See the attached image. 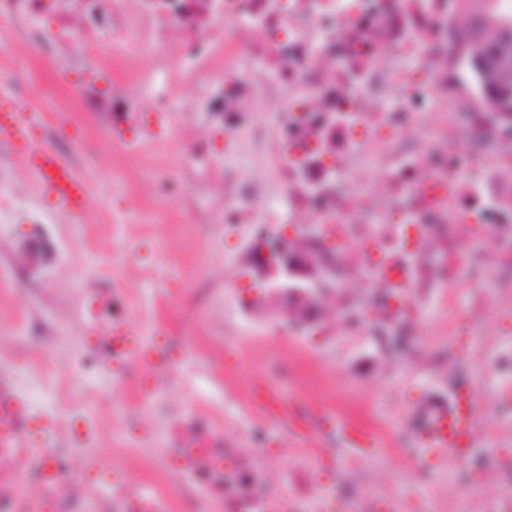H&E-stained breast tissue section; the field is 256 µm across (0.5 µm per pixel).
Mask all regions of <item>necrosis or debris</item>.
Wrapping results in <instances>:
<instances>
[{"label":"necrosis or debris","instance_id":"necrosis-or-debris-1","mask_svg":"<svg viewBox=\"0 0 512 512\" xmlns=\"http://www.w3.org/2000/svg\"><path fill=\"white\" fill-rule=\"evenodd\" d=\"M502 16L500 0H0V48L29 46L6 78L19 96L32 55L58 70L78 53L107 50L124 62L150 53L149 69L94 71L81 108L111 113L125 153L179 151L191 164L204 147L171 117L192 74L191 111L221 123L225 154L243 151L253 163L207 169L224 204L190 219L238 232L298 227L288 249L312 279L256 286L237 311L240 324L318 351L340 336L412 335L420 308L446 305L458 284L470 315L502 335L500 319L512 315V112L470 64ZM153 84L149 115L127 123L141 109L140 89ZM491 265L498 277L489 285ZM136 322L98 321L65 370L46 361L64 343L49 324L31 325L19 346L0 352V512H293L313 500L331 512L336 477L281 474L265 448L242 458L195 409L170 416L144 482L116 473L85 490L65 455L31 446L24 432L36 413L10 408L12 371L50 375L53 394L82 423L72 444L90 447L94 424L73 383L95 367L125 389L128 354L113 338ZM163 349L154 368L162 386H138L149 406L181 382L182 337L165 335ZM244 408L315 448L344 420L299 411L272 388L246 395Z\"/></svg>","mask_w":512,"mask_h":512}]
</instances>
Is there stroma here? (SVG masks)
Returning a JSON list of instances; mask_svg holds the SVG:
<instances>
[{
  "instance_id": "stroma-1",
  "label": "stroma",
  "mask_w": 512,
  "mask_h": 512,
  "mask_svg": "<svg viewBox=\"0 0 512 512\" xmlns=\"http://www.w3.org/2000/svg\"><path fill=\"white\" fill-rule=\"evenodd\" d=\"M95 64V59L82 56L66 75L35 74L30 93L16 102L18 111L40 113L44 126L58 130L56 146L62 158H69L71 140H81L75 171L87 183L92 200L80 221L55 215L41 238L30 235L26 219L17 217L14 235L0 238V259L13 263L41 295L34 302L13 292L0 301V309L32 308L39 321L62 325L72 338L86 337L91 327L83 310L85 290L108 296L113 279H122L126 295L107 306L104 318L126 314L163 318L174 335L187 336L188 352L212 348L218 354L212 363L190 360L184 364V384L166 395L165 408L209 407L215 436L242 454L251 452L257 434H265L269 450L288 471L335 469L332 455L311 456L300 448L297 437L266 429L263 422L248 421L242 413V396L267 379L268 342L237 328V315L224 302L225 295L242 296L248 282L236 264L237 238L221 237L216 224L179 223L182 208L177 200L163 202L169 220L159 224L154 223L150 209H114V201L136 194L153 169L115 152L107 113L79 110L73 85L80 72ZM198 280L214 288L215 294L202 321L190 326L169 303L163 288ZM450 323L448 314L426 313L417 327L415 351L429 356L447 353ZM485 342V337L476 336L469 349L459 350L454 371L458 384L476 388L486 406L498 392L512 388V379L487 372L481 357ZM277 345L291 355L293 372L292 377H281L279 385L300 408H363L388 428L412 432L421 409L437 399L424 367L406 369L392 346L342 336L319 356L283 337ZM319 375L324 378L320 384L315 381ZM80 383L96 391L84 412L97 427L94 452L101 467L108 473L127 469L132 477H140V470L131 469L130 459L157 457L165 425L160 412L142 407L128 392L111 394L107 373L85 375ZM135 428L142 430L144 439L132 452L128 443ZM410 457L406 448L391 445L377 456L356 461L345 471L340 490L355 495L380 492L379 512H464L462 492L474 490L479 501L498 492L492 467L467 470L449 459L422 473L411 467Z\"/></svg>"
}]
</instances>
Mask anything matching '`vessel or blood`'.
<instances>
[{"label":"vessel or blood","instance_id":"1","mask_svg":"<svg viewBox=\"0 0 512 512\" xmlns=\"http://www.w3.org/2000/svg\"><path fill=\"white\" fill-rule=\"evenodd\" d=\"M33 118L15 112L9 98L0 99V142L11 147L14 157L31 173L41 195L73 219H80L90 204L86 183L55 151L38 144L31 130ZM117 344L131 350L141 366H149L156 342L145 327L119 332ZM482 419L475 389L455 392L450 403L437 407L426 425L415 462L427 466L444 457L465 462ZM341 449L350 456L367 458L378 453L377 443L366 433L347 426Z\"/></svg>","mask_w":512,"mask_h":512}]
</instances>
